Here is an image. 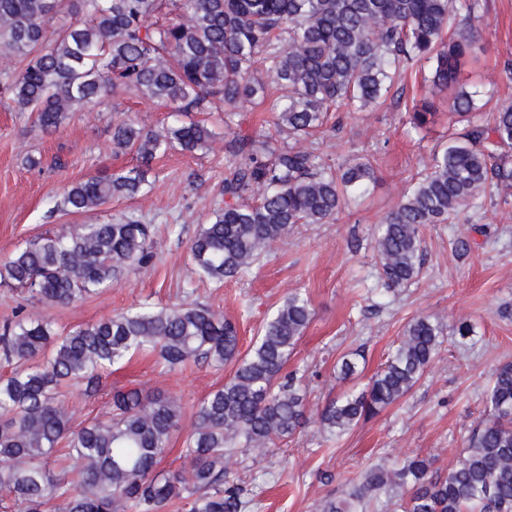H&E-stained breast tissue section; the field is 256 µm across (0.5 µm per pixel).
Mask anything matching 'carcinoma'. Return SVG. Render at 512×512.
<instances>
[{"mask_svg":"<svg viewBox=\"0 0 512 512\" xmlns=\"http://www.w3.org/2000/svg\"><path fill=\"white\" fill-rule=\"evenodd\" d=\"M64 0H0V56L26 60L0 72L15 109L32 112L44 131L59 129L84 104L134 95L187 120L161 130L132 120L112 126V149L140 166L89 176L64 187L61 207L92 212L151 187L152 162L171 150L208 149L213 133L195 118L220 108L224 125L244 107L271 105L278 145L268 132L236 135L224 172V207L200 225L190 244L197 270L223 283L238 278L298 224H326L376 180L368 159L320 165L302 142L322 132L332 112L362 111L423 64L429 91L411 108L427 130L441 94L456 89L450 111L463 132L429 162L375 231L384 284L400 288L421 270V229L444 224L487 188H512V104L488 122L474 119L461 69L479 48L481 0H73L76 24L50 30ZM168 10L172 17L161 19ZM151 225L135 217L108 224H66L40 236L0 265V281L26 287L48 307L65 306L112 286L129 267L154 259ZM309 300L296 292L240 352L236 323L199 304L141 307L57 332L49 321L16 319L0 327V352L19 364L0 379V512H163L193 497L190 512H247L250 501L227 480L235 448L262 451L305 424L306 392L283 373L310 325ZM442 324L422 315L404 328L384 366L365 386L326 403L325 432L342 435L408 395L436 359ZM140 353L169 368L191 362L230 364L224 386L201 399L184 440V465L162 473L180 403L139 386L112 390L110 410L71 428L60 387L79 396L103 390L112 366ZM486 418L471 432L455 467L431 474L419 456L397 469L373 467L322 512H356L373 494L409 492L403 512H512V364L493 373ZM66 443L76 478L47 467Z\"/></svg>","mask_w":512,"mask_h":512,"instance_id":"cac0c4a2","label":"carcinoma"}]
</instances>
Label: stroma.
Returning a JSON list of instances; mask_svg holds the SVG:
<instances>
[{"label":"stroma","mask_w":512,"mask_h":512,"mask_svg":"<svg viewBox=\"0 0 512 512\" xmlns=\"http://www.w3.org/2000/svg\"><path fill=\"white\" fill-rule=\"evenodd\" d=\"M480 28L483 50L465 65L462 84L474 96L478 117L486 120L512 103V0H484ZM421 93L408 84L366 111L340 113V130L315 141L316 155L330 165L368 157L377 182L335 221L297 225L259 263L223 284L201 278L189 252L199 225L224 205V166L230 156L220 116L210 120L219 134L210 150L172 152L155 160L148 194L115 199L75 216L56 208L64 186L137 164L132 154H113V122L131 118L157 130L172 124L170 112L135 97H107L72 112L59 130L46 132L33 114L0 99V264L63 224H107L134 216L155 227L152 266L125 271L96 295L47 309L27 289L0 285V323L18 314L51 321L63 332L144 303H198L237 321L245 352L288 293L302 291L314 317L287 368L303 377L306 424L265 453L238 449L227 464L231 478L252 498L251 512H321L323 502L342 497L365 467H393L416 455L432 459L433 473L446 475L484 416L483 396L492 373L512 363V192L480 198L454 223L424 227L419 276L407 287L385 289L372 249L374 229L456 129L445 104L430 130L413 128L408 111ZM30 156L39 158L40 166L28 167ZM425 314L438 316L444 331L436 360L414 389L344 435L324 432L319 423L324 404L362 388L385 363L407 323ZM460 319L471 324L472 336L454 335ZM355 351L363 354L361 372L341 380L336 364ZM231 371V366L207 362L169 370L154 358L139 357L113 367L106 382L138 383L181 404V426L160 464L168 471L183 463V442L198 401L222 386Z\"/></svg>","instance_id":"1"}]
</instances>
